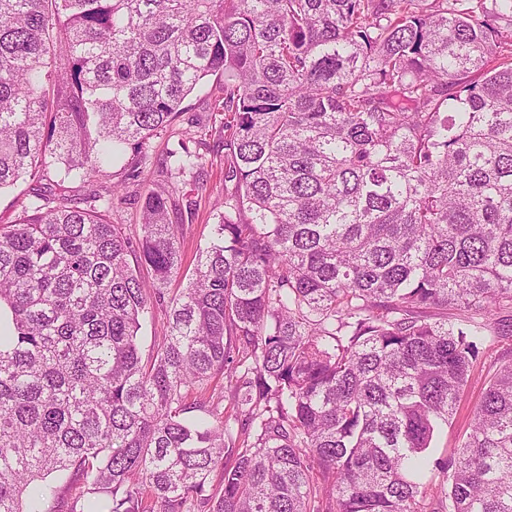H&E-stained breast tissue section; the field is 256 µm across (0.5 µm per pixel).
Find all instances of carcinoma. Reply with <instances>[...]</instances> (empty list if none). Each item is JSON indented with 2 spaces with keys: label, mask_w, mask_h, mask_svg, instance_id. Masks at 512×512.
<instances>
[{
  "label": "carcinoma",
  "mask_w": 512,
  "mask_h": 512,
  "mask_svg": "<svg viewBox=\"0 0 512 512\" xmlns=\"http://www.w3.org/2000/svg\"><path fill=\"white\" fill-rule=\"evenodd\" d=\"M192 94L234 204L172 290L192 205L110 213L153 138L200 170ZM25 176L0 512H63L65 474L92 512H512V360L417 477L512 315V0H0V191ZM132 193L131 196L124 198L122 202L115 201L112 208V222L114 224H126L131 230L140 232L142 221V199L139 194Z\"/></svg>",
  "instance_id": "carcinoma-1"
}]
</instances>
